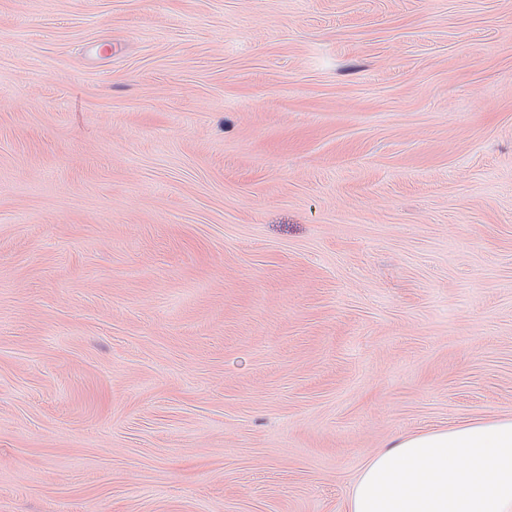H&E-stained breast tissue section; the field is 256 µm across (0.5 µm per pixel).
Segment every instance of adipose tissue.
<instances>
[{
	"label": "adipose tissue",
	"mask_w": 512,
	"mask_h": 512,
	"mask_svg": "<svg viewBox=\"0 0 512 512\" xmlns=\"http://www.w3.org/2000/svg\"><path fill=\"white\" fill-rule=\"evenodd\" d=\"M350 512H512V418L403 435L372 456Z\"/></svg>",
	"instance_id": "obj_1"
}]
</instances>
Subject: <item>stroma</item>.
Instances as JSON below:
<instances>
[{
  "label": "stroma",
  "mask_w": 512,
  "mask_h": 512,
  "mask_svg": "<svg viewBox=\"0 0 512 512\" xmlns=\"http://www.w3.org/2000/svg\"><path fill=\"white\" fill-rule=\"evenodd\" d=\"M512 417V0H0V512H348Z\"/></svg>",
  "instance_id": "stroma-1"
}]
</instances>
